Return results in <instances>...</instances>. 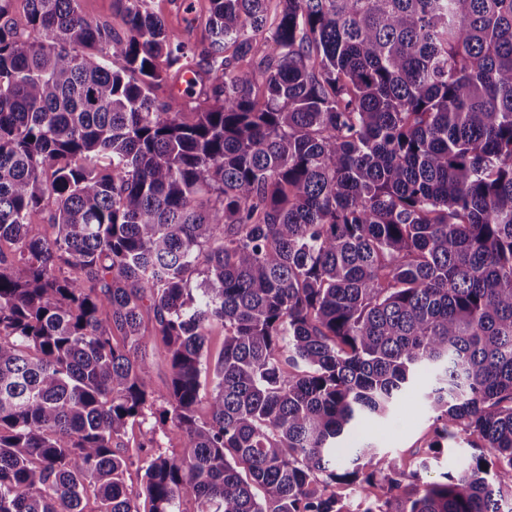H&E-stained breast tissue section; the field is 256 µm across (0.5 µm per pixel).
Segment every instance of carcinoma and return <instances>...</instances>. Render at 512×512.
Segmentation results:
<instances>
[{
	"label": "carcinoma",
	"instance_id": "obj_1",
	"mask_svg": "<svg viewBox=\"0 0 512 512\" xmlns=\"http://www.w3.org/2000/svg\"><path fill=\"white\" fill-rule=\"evenodd\" d=\"M13 2L0 512H141L120 440L159 403L187 451L142 431L146 512H352L332 484L362 512H512L487 478L512 479V0H278L271 23L268 0H208L201 49L151 0H112L120 32L80 0ZM186 73L191 122L152 96ZM425 375L435 445L493 454L443 483L360 433ZM150 360L153 385L157 390L164 391L169 383L170 372L165 348L159 339L150 344Z\"/></svg>",
	"mask_w": 512,
	"mask_h": 512
}]
</instances>
